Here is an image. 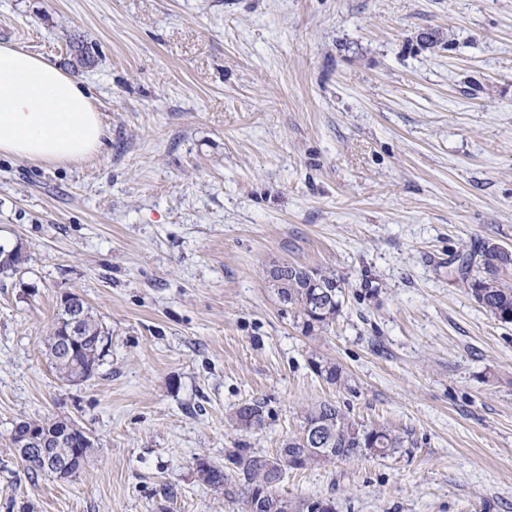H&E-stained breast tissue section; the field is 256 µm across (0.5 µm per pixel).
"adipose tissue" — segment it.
<instances>
[{
    "mask_svg": "<svg viewBox=\"0 0 512 512\" xmlns=\"http://www.w3.org/2000/svg\"><path fill=\"white\" fill-rule=\"evenodd\" d=\"M106 136L87 88L45 58L0 44V154L47 164L87 160Z\"/></svg>",
    "mask_w": 512,
    "mask_h": 512,
    "instance_id": "obj_1",
    "label": "adipose tissue"
}]
</instances>
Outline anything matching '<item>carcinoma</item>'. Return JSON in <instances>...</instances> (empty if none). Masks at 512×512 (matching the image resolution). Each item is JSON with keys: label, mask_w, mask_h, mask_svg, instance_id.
Masks as SVG:
<instances>
[{"label": "carcinoma", "mask_w": 512, "mask_h": 512, "mask_svg": "<svg viewBox=\"0 0 512 512\" xmlns=\"http://www.w3.org/2000/svg\"><path fill=\"white\" fill-rule=\"evenodd\" d=\"M459 276L473 298L492 318L512 322V284L503 279L512 269V251L492 242L482 243L476 250L462 253ZM26 261L22 248L12 252L0 244V273L15 271ZM283 286L276 288L280 302L290 309L303 334L330 327L341 307L342 282L332 274L298 263L288 264L283 271ZM67 308L61 314L49 335L46 349L51 367L59 380L79 385L92 379L99 371L106 353L108 332L94 318L89 307H84L82 334L70 341L68 355L57 352L56 340L65 339ZM315 371L330 385H343L342 370L333 363H317ZM265 403L253 400L235 412L238 427L243 420L255 419L259 427L264 421ZM313 427L329 440L321 449L326 460H351L362 456L386 457L403 445V438L384 427L367 426L351 417L335 404L321 402L306 410L302 429L288 439L275 456L250 453L245 448L228 451L224 464H214L206 459H196V472L206 485L224 491L231 498L243 501L245 512H336L331 499L292 503L276 492L283 473L288 468H301L305 463H315V445L305 438ZM54 447L47 449L48 457L40 454L20 456L27 473L65 476L77 474L85 463L88 449L77 448L70 436L53 440Z\"/></svg>", "instance_id": "cac0c4a2"}]
</instances>
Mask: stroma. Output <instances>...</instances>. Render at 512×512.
<instances>
[{
	"mask_svg": "<svg viewBox=\"0 0 512 512\" xmlns=\"http://www.w3.org/2000/svg\"><path fill=\"white\" fill-rule=\"evenodd\" d=\"M79 40L103 151L0 156V242L26 255L0 275V512H243L197 458L274 455L324 401L404 446L287 470L281 497L512 512V324L457 273L512 250V0H0V44L62 67ZM275 262L344 281L330 328L303 335ZM70 294L109 333L78 385L44 347ZM55 418L93 447L31 478L11 432ZM265 404L264 402H260L258 400H252L249 403H245L242 406H240L237 411L235 412V421L239 428L242 429H254L256 427H259L263 424L264 421V410ZM250 418L255 419V425L254 426H244L242 419L249 420Z\"/></svg>",
	"mask_w": 512,
	"mask_h": 512,
	"instance_id": "35a3bbf8",
	"label": "stroma"
}]
</instances>
